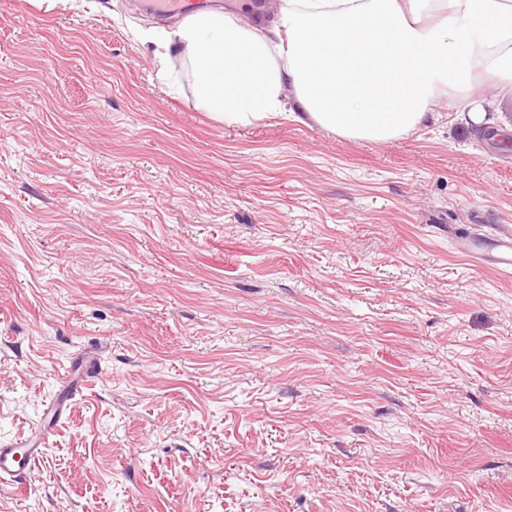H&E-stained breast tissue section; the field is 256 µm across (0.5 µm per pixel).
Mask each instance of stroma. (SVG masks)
<instances>
[{
  "instance_id": "stroma-1",
  "label": "stroma",
  "mask_w": 512,
  "mask_h": 512,
  "mask_svg": "<svg viewBox=\"0 0 512 512\" xmlns=\"http://www.w3.org/2000/svg\"><path fill=\"white\" fill-rule=\"evenodd\" d=\"M178 24L0 0V444L78 386L0 512H512V97L227 124ZM456 250L473 261L498 266L505 278L512 275V235H467L457 241Z\"/></svg>"
}]
</instances>
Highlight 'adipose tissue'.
Here are the masks:
<instances>
[{
	"label": "adipose tissue",
	"mask_w": 512,
	"mask_h": 512,
	"mask_svg": "<svg viewBox=\"0 0 512 512\" xmlns=\"http://www.w3.org/2000/svg\"><path fill=\"white\" fill-rule=\"evenodd\" d=\"M284 2L267 33L214 10L171 33L201 108L242 124L287 109L344 138L390 142L432 121L443 94L480 123L489 102L472 93L479 70L512 97V0Z\"/></svg>",
	"instance_id": "obj_1"
}]
</instances>
